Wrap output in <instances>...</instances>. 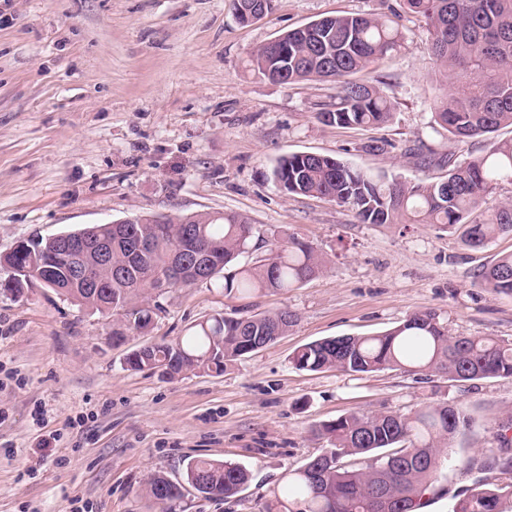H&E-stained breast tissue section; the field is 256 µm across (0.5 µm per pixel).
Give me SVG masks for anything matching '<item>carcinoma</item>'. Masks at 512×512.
Listing matches in <instances>:
<instances>
[{
	"mask_svg": "<svg viewBox=\"0 0 512 512\" xmlns=\"http://www.w3.org/2000/svg\"><path fill=\"white\" fill-rule=\"evenodd\" d=\"M420 17L429 36L434 73L451 90L435 100L434 121L458 139L486 137L512 126V0H403ZM401 46V33L386 14L367 13L314 20L253 50L249 67L280 84L326 80L336 96L318 104L317 117L341 127L379 128L389 122L392 103L374 85L355 75ZM285 194L323 198L351 211L362 224H433L458 234L462 244L480 249L496 236L512 232V201L491 209L488 199L500 181L512 182V140L492 144L484 154L455 165L444 179L418 177L412 182L378 181L337 158L293 153L273 169ZM153 216L138 224H93L80 230L112 239V265H129L126 275L98 294L75 286L70 278L75 260L66 255L54 263L49 288L93 312H124L126 321L112 329L120 343L129 331L147 329L154 309L145 295L161 282L169 288H191L223 278L224 294L243 298L263 291L297 288L323 270L315 249L295 236L288 246L252 265L238 258L248 251L254 225L248 218L219 212L175 217L155 235ZM208 248L215 262L209 277L177 275L170 266L173 251L185 235ZM40 249L0 256V268L11 267L20 278L36 281L45 275V261L54 243ZM485 287L512 294V254L503 255L480 274ZM295 315L283 309L248 316H210L189 328L175 342L134 350L125 358L132 370L148 368L174 378L187 372L224 373L238 358L274 343L288 333ZM301 370L336 368L371 373L407 368L434 373L452 381L512 377V344L492 336L452 335L434 311L413 313L399 326L370 336H341L301 346L291 357ZM469 425L452 404L429 406L411 415L386 412L349 414L322 425L332 448L288 473L274 491L265 512H417L425 492L437 480L447 445ZM502 448L486 463L512 468L507 431ZM359 457L355 466L345 461ZM186 479H197L196 491L211 498H230L248 482L246 468L229 462L197 458L187 465ZM145 494L158 504L178 499L166 477L153 474ZM449 512H512V485L466 490Z\"/></svg>",
	"mask_w": 512,
	"mask_h": 512,
	"instance_id": "carcinoma-1",
	"label": "carcinoma"
}]
</instances>
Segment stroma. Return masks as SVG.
Listing matches in <instances>:
<instances>
[{
	"label": "stroma",
	"mask_w": 512,
	"mask_h": 512,
	"mask_svg": "<svg viewBox=\"0 0 512 512\" xmlns=\"http://www.w3.org/2000/svg\"><path fill=\"white\" fill-rule=\"evenodd\" d=\"M384 0H272L261 20L236 21L234 0H0V255L16 241L74 232L132 216L234 212L257 233L247 264L297 236L325 262L287 292L241 300L199 284L152 295V326L112 341L119 314H99L34 286L0 296V512H264L285 476L323 453L321 424L357 412L405 415L450 403L471 419L444 451L448 466L419 512H448L476 483L512 484L481 468L512 418V377L451 382L404 369L306 371L290 361L310 342L373 335L432 309L450 333L512 344V294L477 275L512 253V233L484 248L429 224H363L323 199L283 193L272 169L283 155L315 152L374 178L443 177L449 164L485 153L435 123L445 87L428 56L423 21L398 20L402 46L361 73L392 101L374 129L329 126L317 102L324 81L278 84L246 67L250 53L312 20L380 12ZM386 142L364 152L369 140ZM431 148L420 171L407 149ZM288 333L223 374L166 379L127 369L128 353L174 341L217 313L279 309ZM204 457L245 467L228 499L195 491L168 505L148 498V476L180 482Z\"/></svg>",
	"instance_id": "1"
}]
</instances>
